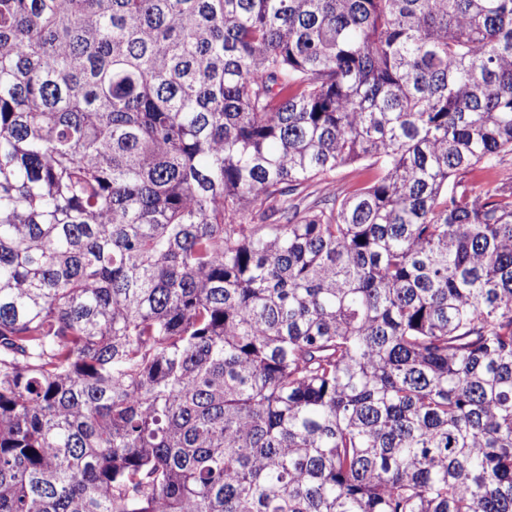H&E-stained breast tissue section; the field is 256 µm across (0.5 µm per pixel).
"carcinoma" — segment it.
I'll use <instances>...</instances> for the list:
<instances>
[{
  "mask_svg": "<svg viewBox=\"0 0 512 512\" xmlns=\"http://www.w3.org/2000/svg\"><path fill=\"white\" fill-rule=\"evenodd\" d=\"M506 155L512 0H0V512H512Z\"/></svg>",
  "mask_w": 512,
  "mask_h": 512,
  "instance_id": "1",
  "label": "carcinoma"
}]
</instances>
